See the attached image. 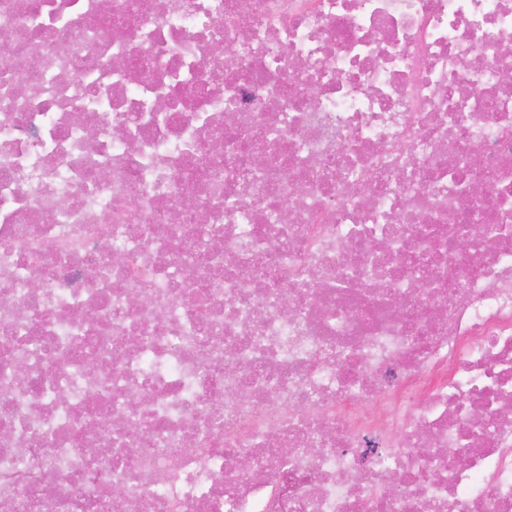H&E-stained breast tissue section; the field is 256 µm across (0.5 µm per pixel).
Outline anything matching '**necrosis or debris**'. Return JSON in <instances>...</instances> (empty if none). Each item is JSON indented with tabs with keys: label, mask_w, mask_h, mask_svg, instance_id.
Listing matches in <instances>:
<instances>
[{
	"label": "necrosis or debris",
	"mask_w": 512,
	"mask_h": 512,
	"mask_svg": "<svg viewBox=\"0 0 512 512\" xmlns=\"http://www.w3.org/2000/svg\"><path fill=\"white\" fill-rule=\"evenodd\" d=\"M505 47L512 0H0V512H512Z\"/></svg>",
	"instance_id": "necrosis-or-debris-1"
}]
</instances>
